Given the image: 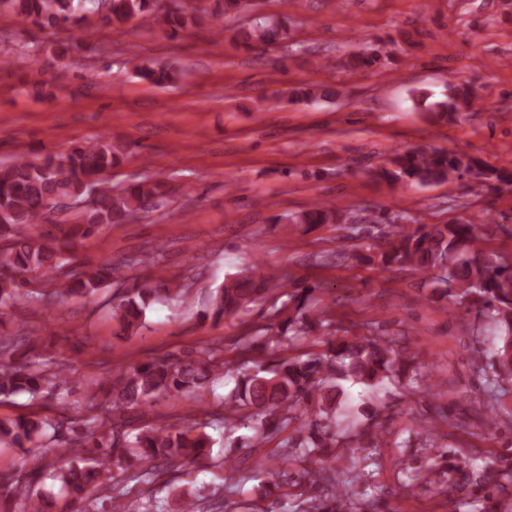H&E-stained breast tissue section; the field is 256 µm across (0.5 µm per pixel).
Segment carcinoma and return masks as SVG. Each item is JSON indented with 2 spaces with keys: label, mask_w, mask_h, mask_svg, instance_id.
<instances>
[{
  "label": "carcinoma",
  "mask_w": 512,
  "mask_h": 512,
  "mask_svg": "<svg viewBox=\"0 0 512 512\" xmlns=\"http://www.w3.org/2000/svg\"><path fill=\"white\" fill-rule=\"evenodd\" d=\"M99 0H0L15 14L33 23L54 25L75 20L81 24V36L62 47L66 53L85 43V35L106 26L121 30L130 21L156 10V0H109L108 12L97 14ZM161 26L175 34L200 21V17L181 8L155 15ZM288 39V18H276L240 32L247 44H271L277 37ZM384 60L382 49L366 46L350 57L349 68H373ZM139 77L155 85L174 81L171 69L154 64L137 67ZM294 95L303 98H331L339 91L328 87H302ZM475 99L469 87H459L448 99L428 108L431 115L452 116L466 111ZM129 153V144L107 138L78 144L60 155L43 158L18 155L0 163V306L25 299L45 307L59 296L93 295L109 286L121 268L130 263L149 264L152 257L102 260L95 267L80 270L78 249L84 240L105 226L125 224L144 206H167L168 196L162 181H139L125 187L103 186L104 179ZM395 169H381L375 176L388 183L401 180L422 186L449 183L478 167L467 154L440 150L408 151L396 154ZM100 187L93 209L78 220L56 224L54 231L33 236L22 229L51 222L50 215L63 199H81L91 187ZM341 220L336 207L314 203L289 218L291 224H334ZM486 232L475 224H430L415 229L400 228L387 234L388 241L367 257L383 270H412L431 279L444 299L446 311L467 322L466 332L478 339H491L490 354L474 350L470 366L484 378L477 393L448 383L446 404L428 408L432 415L419 419L418 442L407 438L393 442L396 448H421L428 467L442 475L456 474L462 485L498 484L494 464L487 463L478 472L461 465L441 467L444 436L439 426L465 430L466 422L451 418L453 400L464 396L474 408L488 415L496 428L512 425V409L502 399L512 393V261L494 251L479 248ZM290 281L287 273L259 266L228 274L224 282L211 290L205 318L220 321L245 315L280 282ZM319 286H295L289 292L288 311L276 310L265 323L249 326L236 340L238 362L228 369L224 350H192L183 356L135 363L123 376L109 381H85L86 413H72L64 406L55 414L39 411L0 418V448H19L30 453L38 448H58L68 458L47 478L75 501L87 503L86 512H115L127 506L132 512H158L153 493L146 489L142 497L125 500L127 491L121 480L145 485L154 483L153 470L200 462L210 455L214 439L207 429H223L224 447H260L272 436L284 431L292 421L305 419L278 442L284 455L303 465V473L312 476L299 495L296 512H356L350 484H364L372 473L362 463L373 458V448H383L391 434L387 423L391 416L383 404L373 421L357 432L341 430L336 413L342 406V382L352 381L371 394L390 383L407 387L414 394L431 395L436 387L432 374L415 365L409 347L401 346L384 329V324L368 321L360 325L363 334L347 341L336 333L342 327L327 312ZM159 293L149 280H138L117 289L114 307L123 332L142 325L146 309ZM473 318L462 317V313ZM285 337L310 341L324 348L304 358H276L259 361V355ZM73 371L57 363L12 336H0V399L26 393L32 400L49 399L69 383ZM234 378V386L224 395V411L211 414L209 422L194 421L183 427L148 421L131 428L126 410L145 409L162 396H185L195 405L208 404V392L217 379ZM248 428L249 436L236 435ZM329 448H365L362 457L348 455L351 464L336 472L330 467ZM219 489L203 485L179 497L180 512H215L209 508ZM15 499L26 501L28 512H51L52 497L30 481L6 476L0 479V512H12Z\"/></svg>",
  "instance_id": "cac0c4a2"
}]
</instances>
